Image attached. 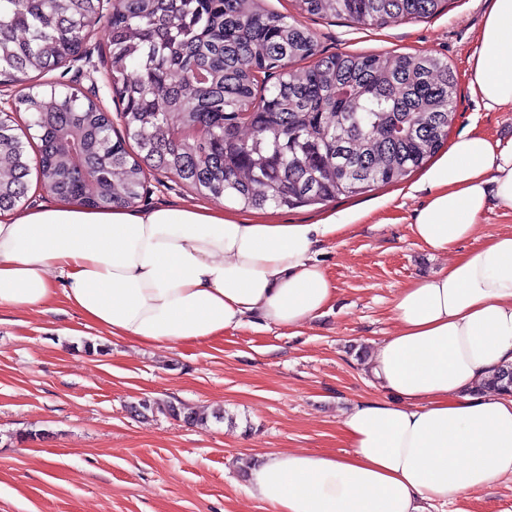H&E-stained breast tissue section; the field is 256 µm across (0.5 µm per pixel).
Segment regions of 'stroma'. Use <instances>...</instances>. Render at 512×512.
I'll return each instance as SVG.
<instances>
[{
  "mask_svg": "<svg viewBox=\"0 0 512 512\" xmlns=\"http://www.w3.org/2000/svg\"><path fill=\"white\" fill-rule=\"evenodd\" d=\"M486 0H450L438 15L384 27L303 15L324 54H438L456 75L480 49ZM86 48L96 69L35 72L0 88L18 99L27 86L97 83L102 107L121 105L108 74L106 23ZM459 136L477 129L512 137V110H488L467 89L457 99ZM413 172L371 192L324 205L267 209L270 219L316 223L350 213L343 233L322 240L315 256L338 288L332 306L301 333L249 325L223 339L154 349L86 328L64 300L42 311L0 309V512H272L245 491V467L258 453L340 454L341 418L353 404L381 397L366 373L374 348L395 332L391 303L412 279L447 264L410 232L427 200ZM181 180L155 184L141 210L203 204ZM171 401L208 417L195 426L156 413L137 417L142 400ZM512 512V478L460 496L448 510Z\"/></svg>",
  "mask_w": 512,
  "mask_h": 512,
  "instance_id": "35a3bbf8",
  "label": "stroma"
}]
</instances>
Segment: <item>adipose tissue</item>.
I'll list each match as a JSON object with an SVG mask.
<instances>
[{
    "label": "adipose tissue",
    "mask_w": 512,
    "mask_h": 512,
    "mask_svg": "<svg viewBox=\"0 0 512 512\" xmlns=\"http://www.w3.org/2000/svg\"><path fill=\"white\" fill-rule=\"evenodd\" d=\"M470 61L484 108L512 107V0H490ZM411 226L438 272L396 294V331L366 372L388 396L354 404L349 450L255 455L250 497L274 512H428L512 477V395L484 390L512 364V232L478 237L491 206L512 209V140L472 131L424 173ZM340 226L273 223L206 206L93 209L76 199L0 212V308L64 298L86 327L151 347L222 339L261 323L297 333L337 288L314 257ZM480 238L473 251L463 242Z\"/></svg>",
    "instance_id": "ef3b65f1"
}]
</instances>
